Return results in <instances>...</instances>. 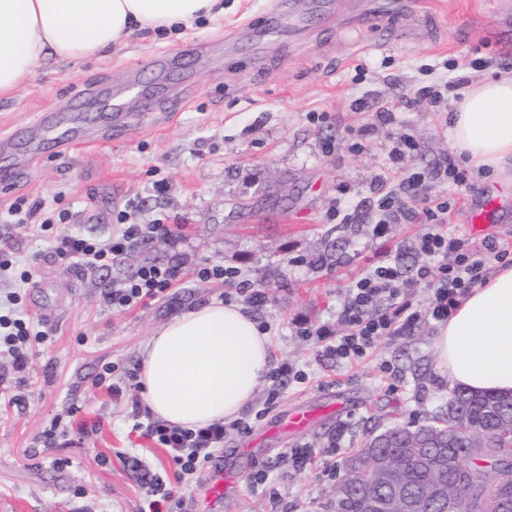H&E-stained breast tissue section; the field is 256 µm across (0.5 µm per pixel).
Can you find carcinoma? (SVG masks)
<instances>
[{
	"label": "carcinoma",
	"instance_id": "carcinoma-1",
	"mask_svg": "<svg viewBox=\"0 0 512 512\" xmlns=\"http://www.w3.org/2000/svg\"><path fill=\"white\" fill-rule=\"evenodd\" d=\"M439 435L449 441L445 455L433 456L430 465L412 461L413 449L434 446ZM379 458L406 462L399 482L408 512H486L483 503L493 489L512 501V395L457 388L427 423L395 426L367 438L336 485L334 512H366V495L384 499L390 494L391 484L377 476ZM436 473L446 487V502L431 494Z\"/></svg>",
	"mask_w": 512,
	"mask_h": 512
}]
</instances>
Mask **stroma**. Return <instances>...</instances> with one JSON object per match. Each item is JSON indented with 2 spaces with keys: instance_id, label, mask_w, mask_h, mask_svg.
<instances>
[{
  "instance_id": "stroma-1",
  "label": "stroma",
  "mask_w": 512,
  "mask_h": 512,
  "mask_svg": "<svg viewBox=\"0 0 512 512\" xmlns=\"http://www.w3.org/2000/svg\"><path fill=\"white\" fill-rule=\"evenodd\" d=\"M500 0H423L420 9L385 16L371 25L309 16L296 31L269 32L265 19L276 0H224V16L205 20L181 37L138 33L98 59L41 62L13 96L0 98V166L14 162L34 127L61 113H76L95 144L65 156L46 155L19 187L0 191V211L19 197L67 209L71 217L53 235L106 238L112 215L138 201L131 220L178 224L188 268L224 264L264 288L256 321L267 323L272 367L293 365L304 381L285 376L268 400L261 386L240 416L246 432L227 426L224 449L191 478L176 480L165 449L132 433L131 397L113 398L97 381L104 364L131 368L141 345L182 311L223 299L224 285L185 277L129 310H115L104 293L140 263H169L173 254L153 243L103 270L80 272L58 258L36 228L0 223V243L12 264L0 270V292L20 296L18 308L39 322L45 338L29 351L28 367L13 371L0 359V512H139L143 469L178 482L175 512H196L216 471L235 484L209 512H333L330 492L344 461L369 431L426 423L448 400V382L437 367L428 320L413 335L381 339L365 359L340 364L321 357L317 339L296 335L295 324L335 322L349 287L382 252L399 253L405 279L425 259L413 243L423 224H372V185L394 141L412 136L418 148L406 169L428 174L424 193L455 204L450 230L470 237L472 208L487 194L503 213L487 238L512 245V173L474 174L454 187L433 174L455 150L448 139V100L473 79H512V19ZM202 52L184 55L185 47ZM491 58L476 70L472 59ZM448 62L453 86L443 102L420 96L438 87L425 65ZM136 75L155 86L142 121L122 132L82 93L104 79ZM365 110H356V99ZM403 99L397 123L376 126L362 153L351 152L350 130L373 123L376 109ZM312 112L326 113L322 123ZM166 184L156 192V181ZM344 202L353 219L332 217ZM35 271V285L21 269ZM344 403L340 415L316 417L300 434L274 432L299 409ZM65 429L54 448L38 440L53 420ZM340 436L339 450L328 446ZM309 446L305 468L282 464L293 448ZM141 467L121 462L123 454ZM269 479L255 484L257 469Z\"/></svg>"
}]
</instances>
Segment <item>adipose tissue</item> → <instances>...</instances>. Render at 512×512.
<instances>
[{"instance_id": "adipose-tissue-1", "label": "adipose tissue", "mask_w": 512, "mask_h": 512, "mask_svg": "<svg viewBox=\"0 0 512 512\" xmlns=\"http://www.w3.org/2000/svg\"><path fill=\"white\" fill-rule=\"evenodd\" d=\"M220 0H0V97L42 58H97L136 30L177 33ZM448 136L467 165L512 169V80L470 83L453 103ZM449 387L512 393V266L471 289L433 341ZM271 341L243 305L213 300L183 312L140 348L149 411L181 428L239 417L264 384Z\"/></svg>"}]
</instances>
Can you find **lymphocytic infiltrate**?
<instances>
[{"label":"lymphocytic infiltrate","mask_w":512,"mask_h":512,"mask_svg":"<svg viewBox=\"0 0 512 512\" xmlns=\"http://www.w3.org/2000/svg\"><path fill=\"white\" fill-rule=\"evenodd\" d=\"M416 143L411 136H400L388 154V165L373 185L375 197L373 217L380 224L427 225L428 230L417 242L421 255L427 256L428 265L417 271L418 280L434 287L432 298L416 304L410 298L408 285L401 279L397 255L382 253L376 264L367 268L348 289L337 319L346 328L345 333L332 334L327 326L306 327L307 335L323 344L325 355L337 362H352L365 357L377 342L386 336H409L427 320L443 321L454 311L461 296L482 280V269L488 258L504 259L512 255L508 246L490 241L476 246L468 239L449 232L451 205L443 198L430 200L423 208L415 202L423 189L427 176L422 172L402 173L400 180L391 175L401 171V163ZM128 211H119L111 235L104 240L81 234L56 239V254L66 259L75 269L100 270L108 266L113 257L123 256L151 242H160L171 251H179L185 241L183 233L154 219L146 224H133ZM184 275L178 263H142L134 266L122 281L104 294L108 306L128 310L155 299L166 292ZM202 282L212 279L235 285L239 297L254 308L262 307L267 295L254 283L240 279L233 267L220 265L204 267L194 272ZM8 305L0 312V354L8 357L16 371H24L28 364L25 348L30 339H43V332L35 330L15 306L17 294L7 296ZM142 437L164 448L183 474L197 472L224 447V426L215 423L197 430L184 429L147 418L135 423Z\"/></svg>","instance_id":"obj_1"}]
</instances>
